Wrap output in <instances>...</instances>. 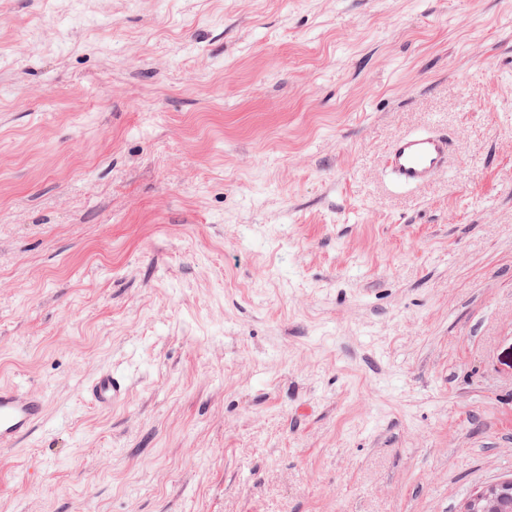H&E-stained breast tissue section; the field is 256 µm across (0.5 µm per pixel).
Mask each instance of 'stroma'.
<instances>
[{
	"label": "stroma",
	"instance_id": "1",
	"mask_svg": "<svg viewBox=\"0 0 512 512\" xmlns=\"http://www.w3.org/2000/svg\"><path fill=\"white\" fill-rule=\"evenodd\" d=\"M427 131L449 171L394 185ZM0 385L45 400L0 512L512 476V0H0ZM452 143L447 134L425 132L400 137L387 155V170L394 184L419 188L448 168ZM126 393L123 378L112 374V370L99 373L88 386V395L93 404L100 408H112V403Z\"/></svg>",
	"mask_w": 512,
	"mask_h": 512
}]
</instances>
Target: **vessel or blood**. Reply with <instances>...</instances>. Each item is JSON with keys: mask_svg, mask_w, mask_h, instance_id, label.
I'll list each match as a JSON object with an SVG mask.
<instances>
[{"mask_svg": "<svg viewBox=\"0 0 512 512\" xmlns=\"http://www.w3.org/2000/svg\"><path fill=\"white\" fill-rule=\"evenodd\" d=\"M451 152L447 134H408L391 146L387 170L397 186L419 188L447 170ZM125 392L123 378L108 370L99 373L88 387L91 402L105 409L111 408ZM43 415L41 395L0 387V447L11 448L28 438Z\"/></svg>", "mask_w": 512, "mask_h": 512, "instance_id": "b4317fda", "label": "vessel or blood"}]
</instances>
